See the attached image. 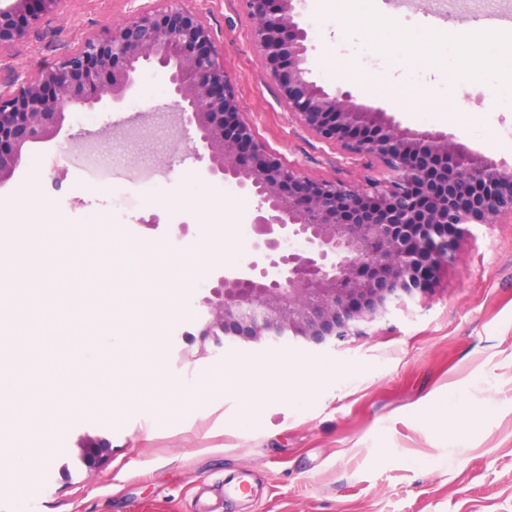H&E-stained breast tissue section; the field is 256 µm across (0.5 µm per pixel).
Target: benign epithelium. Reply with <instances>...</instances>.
Here are the masks:
<instances>
[{"label":"benign epithelium","instance_id":"obj_1","mask_svg":"<svg viewBox=\"0 0 512 512\" xmlns=\"http://www.w3.org/2000/svg\"><path fill=\"white\" fill-rule=\"evenodd\" d=\"M66 0H7L0 44L24 36ZM298 0H240L251 43L288 112L319 140L380 163L389 178L318 181L284 164L245 119L224 50L199 12L171 0L93 35L13 92H0V189L67 114L123 102L144 68L163 78L189 151L204 173L250 191L258 215L252 258L210 280L200 350L224 337L259 343L286 334L314 349L366 336L394 303L430 290L457 264L470 225L512 217V166L442 132L403 129L347 91L310 79Z\"/></svg>","mask_w":512,"mask_h":512}]
</instances>
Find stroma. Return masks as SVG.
Masks as SVG:
<instances>
[{
	"label": "stroma",
	"instance_id": "stroma-1",
	"mask_svg": "<svg viewBox=\"0 0 512 512\" xmlns=\"http://www.w3.org/2000/svg\"><path fill=\"white\" fill-rule=\"evenodd\" d=\"M199 11L224 45L245 118L283 162L312 178L361 184L381 179L339 148L304 130L282 104L250 41L238 0H183ZM162 0H67L24 38L0 44V74L28 77L91 35H102L132 12ZM309 32L313 78L327 91H350L355 104L393 115L401 128L451 134L462 147L512 163V106L492 83L456 61L445 67L440 46L416 53V41L440 27L425 11L405 13L400 0H301ZM370 50L396 79L377 91L357 77L354 63ZM169 101L162 79L144 72L120 109L77 112L43 144L19 178L0 190V212L16 223L41 219L77 245L82 274L53 267L56 280L79 281L86 308L76 320L41 310L30 315L14 301L0 322V359L19 365L33 396L54 392L67 420L38 432L29 413L9 411L11 432L42 434L27 447L22 475L0 479V512H512V219L475 224L459 246L458 263L444 270L426 297L393 309L368 336L338 350L314 352L298 340L252 343L228 338L200 354L195 340L201 299L213 273L246 264L255 199L204 176L187 148L158 150ZM98 137L122 150L129 164L166 168L152 188L121 180L128 203L113 201L91 180L79 143ZM158 197L148 205V193ZM224 203L222 228L202 213ZM144 242L160 255L193 267L174 315L149 321L135 294L109 302L114 277L134 267L118 242ZM111 251L112 264L100 257ZM126 332L118 356L126 399L76 403L55 390V356L42 336L57 330L77 353L96 347L109 328ZM97 348V347H96ZM262 374L270 388L250 392L225 381L228 371ZM187 390L173 413L156 394L168 382ZM203 391L206 407L193 405ZM464 402L467 420L448 414V395ZM112 445L105 461L89 464L80 444Z\"/></svg>",
	"mask_w": 512,
	"mask_h": 512
}]
</instances>
